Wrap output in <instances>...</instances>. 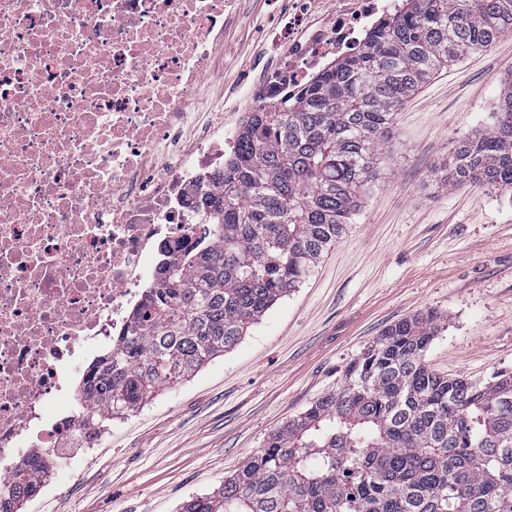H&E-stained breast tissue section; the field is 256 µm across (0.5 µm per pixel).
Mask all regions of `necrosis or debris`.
Returning <instances> with one entry per match:
<instances>
[{
    "label": "necrosis or debris",
    "mask_w": 512,
    "mask_h": 512,
    "mask_svg": "<svg viewBox=\"0 0 512 512\" xmlns=\"http://www.w3.org/2000/svg\"><path fill=\"white\" fill-rule=\"evenodd\" d=\"M391 0H288L250 60L248 106L194 115L240 0H0V475L23 449L81 462L86 360L126 335L161 271L213 228L253 112L349 55Z\"/></svg>",
    "instance_id": "obj_1"
}]
</instances>
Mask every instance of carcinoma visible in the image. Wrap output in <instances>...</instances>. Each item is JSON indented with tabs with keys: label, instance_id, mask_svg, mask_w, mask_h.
I'll return each mask as SVG.
<instances>
[{
	"label": "carcinoma",
	"instance_id": "carcinoma-1",
	"mask_svg": "<svg viewBox=\"0 0 512 512\" xmlns=\"http://www.w3.org/2000/svg\"><path fill=\"white\" fill-rule=\"evenodd\" d=\"M505 34L512 0H399L288 109L254 113L222 187L192 201L214 239L166 266L127 335L89 368L92 417L133 412L232 349L343 237L396 112ZM442 181L512 189V80L494 124L460 143ZM444 322L426 310L389 326L338 389L181 512H512V372L472 380L433 370L425 352ZM46 470V458L30 456L0 512H18Z\"/></svg>",
	"mask_w": 512,
	"mask_h": 512
}]
</instances>
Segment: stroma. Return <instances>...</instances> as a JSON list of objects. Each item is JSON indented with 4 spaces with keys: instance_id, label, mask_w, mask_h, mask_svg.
Here are the masks:
<instances>
[{
    "instance_id": "1",
    "label": "stroma",
    "mask_w": 512,
    "mask_h": 512,
    "mask_svg": "<svg viewBox=\"0 0 512 512\" xmlns=\"http://www.w3.org/2000/svg\"><path fill=\"white\" fill-rule=\"evenodd\" d=\"M207 94L238 84L267 53L272 0H241ZM512 80V36L432 77L396 113L377 176L346 234L309 277L224 355L105 422L68 488L47 473L19 512H179L210 493L268 436L336 390L347 366L394 322L429 309L447 322L425 354L449 376L512 371V191L451 187L433 170L490 126Z\"/></svg>"
}]
</instances>
